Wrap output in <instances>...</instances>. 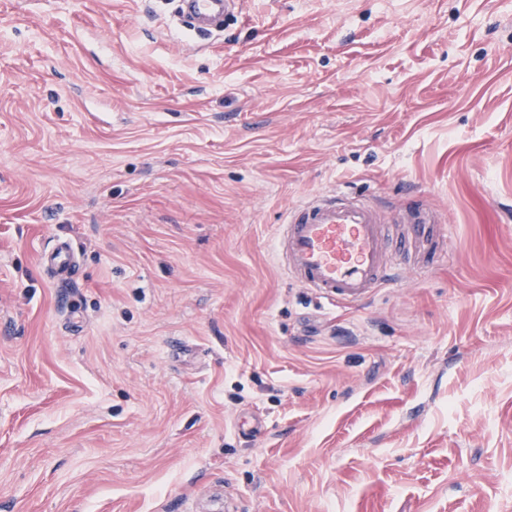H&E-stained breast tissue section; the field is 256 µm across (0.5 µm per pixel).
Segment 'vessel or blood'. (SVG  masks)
I'll list each match as a JSON object with an SVG mask.
<instances>
[{
  "mask_svg": "<svg viewBox=\"0 0 512 512\" xmlns=\"http://www.w3.org/2000/svg\"><path fill=\"white\" fill-rule=\"evenodd\" d=\"M238 0H182L180 11L200 34L232 14ZM404 225L405 237L423 248L445 240L435 215L418 210L382 216L370 205L331 191L292 207L277 229L278 254L289 274L322 298L356 304L375 288L394 284L382 234L383 224ZM47 255L59 282L76 273L70 242L53 244Z\"/></svg>",
  "mask_w": 512,
  "mask_h": 512,
  "instance_id": "obj_1",
  "label": "vessel or blood"
}]
</instances>
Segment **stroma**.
<instances>
[{
    "label": "stroma",
    "instance_id": "1",
    "mask_svg": "<svg viewBox=\"0 0 512 512\" xmlns=\"http://www.w3.org/2000/svg\"><path fill=\"white\" fill-rule=\"evenodd\" d=\"M178 12L0 0V512H512V0ZM336 189L447 241L322 299ZM241 0H184L180 12L190 19L194 31L205 34L211 28L232 14ZM331 191L287 211L278 225V254L289 274L322 298L357 304L395 284L382 224H406L404 235L425 249L446 240L433 214L414 210L383 217L370 205ZM45 256L51 258L50 263L55 277L61 283L69 282L76 274L74 252L69 241H58L53 244Z\"/></svg>",
    "mask_w": 512,
    "mask_h": 512
}]
</instances>
